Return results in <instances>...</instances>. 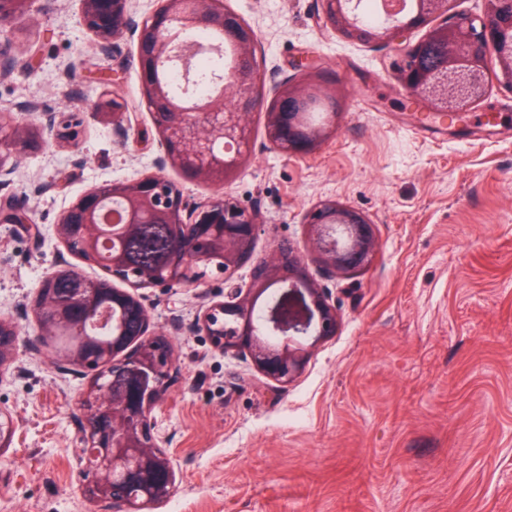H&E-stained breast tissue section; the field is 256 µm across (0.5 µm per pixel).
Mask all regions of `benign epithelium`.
Here are the masks:
<instances>
[{
  "label": "benign epithelium",
  "instance_id": "obj_1",
  "mask_svg": "<svg viewBox=\"0 0 512 512\" xmlns=\"http://www.w3.org/2000/svg\"><path fill=\"white\" fill-rule=\"evenodd\" d=\"M325 24L345 37L393 46L402 62L395 79L418 112L461 118L487 93L491 81L512 91V0H483L480 15L454 11L455 0H415L411 11L391 13L380 7L383 25L374 30L358 17L355 0H320ZM35 0H0V16L26 15ZM83 25L109 53L114 40L136 37L143 100L159 135L164 156L157 171L131 181L93 188L81 195L56 226L59 241L69 252L110 266L112 276L128 289H112L120 304V328L112 346L88 344L65 357L73 366L90 367L112 361V375H98L81 399L85 428L83 457L91 479L85 493L109 500L117 512H146L176 492L171 459L164 441L154 433L152 411L160 401L171 372L178 370L172 343L151 336V319L139 294L154 286L193 287L206 277L229 283L253 256L260 214L242 207L221 192L241 168L250 150L248 115L266 108V136L289 154L315 151L329 134L330 121L305 123L308 106L319 101L328 118L336 116V92L317 86L321 66L307 58L298 64L299 80L276 86L275 97L263 106L264 75L256 60V35L224 0H162L161 7L141 22L127 11V0H82ZM438 19L427 37L414 44L406 33ZM199 30L219 36L197 43ZM234 49L237 67L214 73L208 91L200 93L195 59L220 57ZM127 103L114 96L93 106L92 115L110 122L125 145ZM34 121L0 128V178L12 174L17 160L42 144L56 115L31 105ZM193 181L216 188L195 202L164 173L167 167ZM0 223L31 224L29 211L11 198L0 199ZM136 224H166L172 245L164 261L151 271L131 264L123 247L125 234ZM307 247L332 277L368 264L377 249L374 224L361 212L334 200L312 207L305 215ZM112 244V253L105 252ZM68 288L46 280L32 309L41 336L58 323L73 320V309L91 298L90 289L74 271H64ZM201 326L224 353L244 350L255 369L286 386L302 373L313 351L336 335L341 322L326 289L309 274L300 248L278 244L269 260L253 267L251 288H230L225 300L210 305ZM18 331L0 317V369L14 358ZM136 344L131 355L113 357ZM15 434L10 414L0 410V447H9Z\"/></svg>",
  "mask_w": 512,
  "mask_h": 512
}]
</instances>
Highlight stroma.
Here are the masks:
<instances>
[{"instance_id":"stroma-1","label":"stroma","mask_w":512,"mask_h":512,"mask_svg":"<svg viewBox=\"0 0 512 512\" xmlns=\"http://www.w3.org/2000/svg\"><path fill=\"white\" fill-rule=\"evenodd\" d=\"M224 2L257 35L265 102L311 57L339 99L333 132L305 156L273 148L264 112L250 115L251 151L224 191L263 218L254 260L283 240L304 247V216L327 199L367 216L379 247L336 279L305 253L341 325L285 387L201 329L223 279L145 289L152 329L180 364L152 412L177 490L152 512H512V93L493 83L463 120L426 118L394 78L397 51L326 26L320 0ZM36 6L0 27V42L37 47L30 68L0 75V113L21 122L33 104L76 121L78 135L45 134L0 183L33 218L0 223V316L18 328L0 369V410L15 423L0 449V512H113L82 491L77 401L92 374L54 363L32 303L60 271L104 276L67 254L55 227L87 190L155 171L164 150L135 39L106 57L81 0ZM108 93L128 104L123 145L91 114Z\"/></svg>"}]
</instances>
